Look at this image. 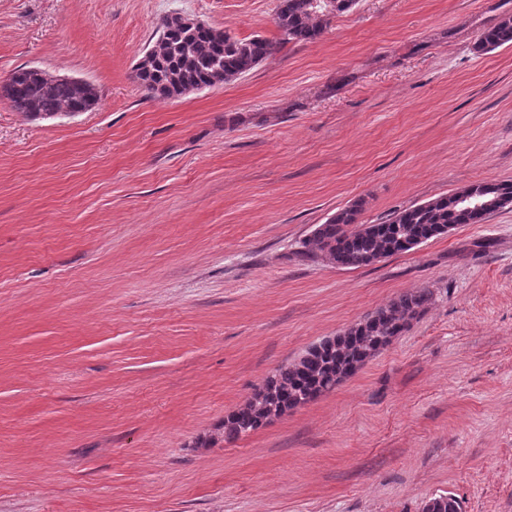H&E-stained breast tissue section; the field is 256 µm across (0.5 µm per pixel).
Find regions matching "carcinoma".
Listing matches in <instances>:
<instances>
[{"instance_id": "obj_1", "label": "carcinoma", "mask_w": 512, "mask_h": 512, "mask_svg": "<svg viewBox=\"0 0 512 512\" xmlns=\"http://www.w3.org/2000/svg\"><path fill=\"white\" fill-rule=\"evenodd\" d=\"M308 2L279 0L277 24L283 41L310 42L323 34L331 17L309 7ZM506 44H512L511 16L484 30L477 49L487 52ZM275 50L276 43L260 36L237 39L226 31L162 29L137 79L153 96L179 97L196 86L231 81ZM7 87L8 98L23 102L35 114L88 111L99 99L92 86L37 77L25 66L12 71ZM462 192H476L483 201L500 198L503 207L512 202L509 182L476 183ZM457 196L455 192L396 211L381 224L359 223L366 205L360 198L316 225L301 241V254L341 267L371 265L377 258L411 250L444 234L450 224L474 223L456 205ZM432 297L428 288L402 294L338 335L312 344L297 360L266 376L243 406L224 417V439L254 432L336 388L420 318ZM422 512H462V503L451 494L433 496L425 501Z\"/></svg>"}]
</instances>
